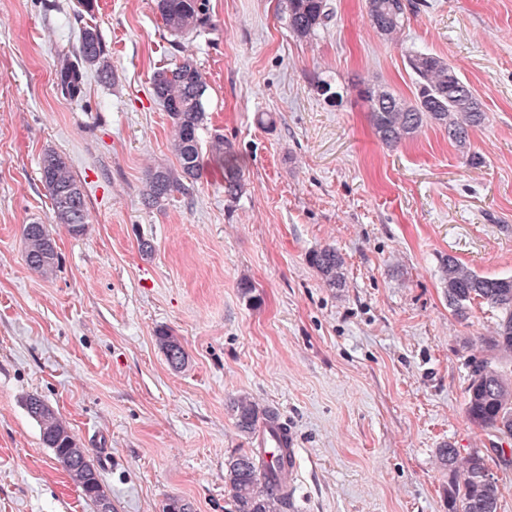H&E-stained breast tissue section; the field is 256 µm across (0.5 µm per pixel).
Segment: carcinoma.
Instances as JSON below:
<instances>
[{
  "mask_svg": "<svg viewBox=\"0 0 512 512\" xmlns=\"http://www.w3.org/2000/svg\"><path fill=\"white\" fill-rule=\"evenodd\" d=\"M153 10L164 27L177 39H187L209 22L207 0H152ZM288 17V28L300 41L315 39L327 29L332 18L328 0H280ZM410 3L406 0H365L370 25L382 36L394 38L408 21ZM406 63L414 76L415 92L410 100L395 95L377 80H370L360 91L367 102L370 121L379 141L389 148L401 145L430 123L448 132V139L465 147L468 130L486 119L482 102L471 86L456 73L447 59L425 53H410ZM95 72L102 82L112 78V62L95 25H84L77 46L58 71V80L70 96L79 94L83 75ZM208 88L205 73L190 56L172 68L156 71L152 77L155 100L171 119V148L179 168H151L142 189L144 202L154 205L174 191H187L203 175L201 155L208 151L215 165L224 169V195L238 198L243 190L240 158L233 145L221 134H214L203 147L201 132L208 115L204 97ZM40 175L52 201L55 223L69 234L85 233L88 211L84 187L71 164L60 153L48 149L40 161ZM26 264L45 278L58 267V252L52 231L46 224H26L22 230ZM308 262L331 288L345 287L343 255L333 246L309 254ZM440 281L448 307L460 319L469 318L472 306L484 304L496 312L492 335L482 338L488 351L512 359V277H488L477 273L457 258L446 255L440 264ZM156 343L168 364L182 368L187 353L172 331L161 328ZM468 385L465 414L475 426L492 436L512 437V373L485 356L472 355L466 361ZM28 416L39 427L43 444L50 448L82 494L97 507L112 506L105 495L99 473L88 451L77 443L68 426L38 395L24 403ZM235 427L247 439L258 438L264 428L277 422V412L259 404L248 394L231 401ZM440 463L448 468L454 488L457 512H498V487L478 451L460 456L445 444L438 449ZM288 463V449L269 460L256 448H239L224 459V512H288L290 495L279 493V474Z\"/></svg>",
  "mask_w": 512,
  "mask_h": 512,
  "instance_id": "cac0c4a2",
  "label": "carcinoma"
}]
</instances>
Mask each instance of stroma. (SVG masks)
I'll return each instance as SVG.
<instances>
[{
	"label": "stroma",
	"mask_w": 512,
	"mask_h": 512,
	"mask_svg": "<svg viewBox=\"0 0 512 512\" xmlns=\"http://www.w3.org/2000/svg\"><path fill=\"white\" fill-rule=\"evenodd\" d=\"M330 2L327 30L305 42L278 0H209L210 27L178 48L151 0H96L114 77L87 72L71 100L56 72L84 24L74 0H0V512H98L43 444L31 394L87 449L112 512L171 498L224 512V460L251 445L230 409L242 393L293 434L295 512H453L438 450L489 446L465 417L463 344L496 317L458 320L438 268L450 254L512 276V0H414L398 42L364 0ZM410 50L447 59L482 101L466 148L435 125L394 149L374 135L360 91L375 76L411 97ZM186 53L207 77L206 132L233 144L245 188L228 199L208 166L148 206L147 168L178 165L151 79ZM48 149L85 188L82 236L54 222ZM35 221L60 256L49 279L23 256ZM327 245L345 287L307 262ZM161 327L188 353L181 370ZM155 339L172 368L180 369L185 365L188 356L178 336L168 329L161 328L156 332Z\"/></svg>",
	"instance_id": "35a3bbf8"
}]
</instances>
